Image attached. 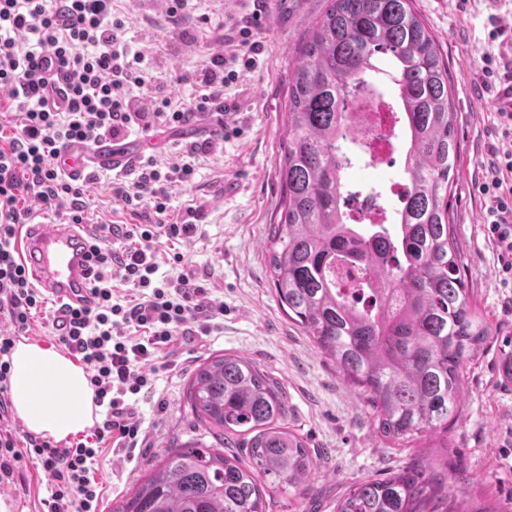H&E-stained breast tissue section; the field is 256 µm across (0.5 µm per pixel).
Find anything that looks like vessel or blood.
<instances>
[{"label": "vessel or blood", "mask_w": 512, "mask_h": 512, "mask_svg": "<svg viewBox=\"0 0 512 512\" xmlns=\"http://www.w3.org/2000/svg\"><path fill=\"white\" fill-rule=\"evenodd\" d=\"M142 153L137 141L115 142L89 147L65 145L56 160L66 175L80 180L89 169L125 171ZM89 227L60 220L27 225L21 238V258L35 286L54 305L56 333L69 328L70 308L94 304L91 290Z\"/></svg>", "instance_id": "obj_1"}]
</instances>
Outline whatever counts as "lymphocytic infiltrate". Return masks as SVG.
Masks as SVG:
<instances>
[{
	"instance_id": "lymphocytic-infiltrate-1",
	"label": "lymphocytic infiltrate",
	"mask_w": 512,
	"mask_h": 512,
	"mask_svg": "<svg viewBox=\"0 0 512 512\" xmlns=\"http://www.w3.org/2000/svg\"><path fill=\"white\" fill-rule=\"evenodd\" d=\"M116 0H0V92L8 105L0 110V315L10 327L0 331V415L8 410L10 354L17 336L40 311L44 297L26 275L17 250V228L45 215L87 223V184L68 178L54 160L64 144L80 140L96 146L131 128L178 127L211 113L228 131L224 89L241 72L255 68L264 44L260 19L267 0H247L249 10L236 22L228 53L208 54L192 73L194 91L184 100L165 96L166 74L150 73L144 54L134 49ZM55 58L68 93L62 104H49V79L43 57ZM209 143L191 145L173 155L168 166L155 156L138 160L133 179L116 178L112 194L137 212L136 224H98L93 230L91 286L93 306L70 312L61 344L85 367L97 405L105 417L92 431L69 444L30 440L26 452L15 448L12 429L0 427V482L11 479L22 458L36 460L50 495L48 512H97L100 486L93 467L104 444L128 452L144 440L135 418L133 396L151 390L155 363L181 336H207L224 315L185 257L172 256L181 271L158 277L160 240H184L198 234L200 206L171 218L175 183L188 182L192 158ZM492 173L483 183L488 239L499 253L503 274L512 276V152L490 148L482 158ZM131 286L137 298L121 299L113 280Z\"/></svg>"
}]
</instances>
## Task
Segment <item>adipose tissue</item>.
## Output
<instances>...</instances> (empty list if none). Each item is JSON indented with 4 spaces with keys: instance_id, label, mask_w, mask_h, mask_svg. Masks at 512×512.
Returning <instances> with one entry per match:
<instances>
[{
    "instance_id": "ef3b65f1",
    "label": "adipose tissue",
    "mask_w": 512,
    "mask_h": 512,
    "mask_svg": "<svg viewBox=\"0 0 512 512\" xmlns=\"http://www.w3.org/2000/svg\"><path fill=\"white\" fill-rule=\"evenodd\" d=\"M11 365L13 405L29 432L61 440L91 423L93 389L87 376L54 346L18 345Z\"/></svg>"
}]
</instances>
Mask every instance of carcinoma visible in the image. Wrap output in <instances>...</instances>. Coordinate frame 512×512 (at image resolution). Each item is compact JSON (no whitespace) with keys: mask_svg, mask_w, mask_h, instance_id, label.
Instances as JSON below:
<instances>
[{"mask_svg":"<svg viewBox=\"0 0 512 512\" xmlns=\"http://www.w3.org/2000/svg\"><path fill=\"white\" fill-rule=\"evenodd\" d=\"M387 59L389 69L379 66ZM383 73L403 114L406 175L395 232L348 208L350 159L340 141L365 137L355 117ZM279 163L284 205L269 239L277 302L365 395L376 430L406 445L448 431L464 364L491 336L470 299L454 234L460 145L448 62L413 0H328L288 79ZM186 398L221 435L248 436L247 462L200 443L169 449L109 512H268V485L297 491L314 460L282 424L283 395L258 366L226 353L194 371ZM461 466L413 459L352 485L337 512H488L465 507L448 484Z\"/></svg>","mask_w":512,"mask_h":512,"instance_id":"cac0c4a2","label":"carcinoma"}]
</instances>
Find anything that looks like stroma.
<instances>
[{"label": "stroma", "mask_w": 512, "mask_h": 512, "mask_svg": "<svg viewBox=\"0 0 512 512\" xmlns=\"http://www.w3.org/2000/svg\"><path fill=\"white\" fill-rule=\"evenodd\" d=\"M415 8L448 59L460 140L455 235L464 278L492 336L481 355L464 365L459 414L447 432L420 440L419 446H447L449 464H462L468 485L459 489L465 503L512 512V382L497 367L502 337L512 336V289L501 286L498 260L485 235V199L481 157L488 144L512 150V142L492 136L496 111L493 93H480L487 51L483 22L487 14L512 17V0H414ZM242 0H191L181 21H172L165 0H121L135 46L152 57L155 70L173 78L172 99L192 91L186 77L205 51L224 47L223 24L232 23ZM326 0H270L262 19L265 52L255 69L245 72L224 96L237 105L233 115L240 136L215 138L212 126L203 136L211 142L200 156L192 182L178 186L172 197L173 219H180L187 200L202 206V234L190 241L157 246L159 275L171 274L173 251L184 254L188 268L206 276L212 297L224 302V326L208 336L179 339L157 363L151 394L139 399L145 441L133 460L103 449L96 478L101 485L99 512L169 448L188 442L234 452L241 440L226 441L206 431L186 401L195 367L205 359L232 353L252 360L283 393L290 430L303 437L319 459L305 494L275 492L270 512H335L346 489L359 481L381 479L406 466L414 449L382 437L375 429L363 395L345 381L280 308L269 278L268 239L282 210L276 170L288 118L285 101L296 49ZM405 139L374 165H366L360 144H348L351 164L345 171L355 190L379 192L388 214L402 206ZM113 175L103 170L88 185L85 200L92 218L134 224L138 218L113 199ZM12 508L0 512H47V479L40 467L23 460L19 476L6 485Z\"/></svg>", "instance_id": "obj_1"}]
</instances>
